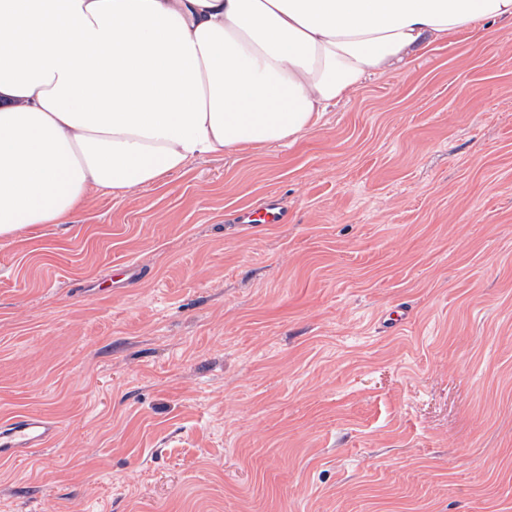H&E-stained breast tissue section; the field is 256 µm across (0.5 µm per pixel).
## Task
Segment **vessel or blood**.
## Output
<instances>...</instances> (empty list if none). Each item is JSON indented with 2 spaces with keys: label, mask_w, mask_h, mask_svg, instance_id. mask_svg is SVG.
<instances>
[{
  "label": "vessel or blood",
  "mask_w": 512,
  "mask_h": 512,
  "mask_svg": "<svg viewBox=\"0 0 512 512\" xmlns=\"http://www.w3.org/2000/svg\"><path fill=\"white\" fill-rule=\"evenodd\" d=\"M237 224H284L288 211L276 196L266 197L257 208L233 217ZM56 433L53 422L42 415L22 413L0 419V462L20 459L34 449L49 445Z\"/></svg>",
  "instance_id": "obj_1"
}]
</instances>
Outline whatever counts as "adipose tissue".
<instances>
[{
    "mask_svg": "<svg viewBox=\"0 0 512 512\" xmlns=\"http://www.w3.org/2000/svg\"><path fill=\"white\" fill-rule=\"evenodd\" d=\"M512 0H0V237L205 154L288 145Z\"/></svg>",
    "mask_w": 512,
    "mask_h": 512,
    "instance_id": "obj_1",
    "label": "adipose tissue"
}]
</instances>
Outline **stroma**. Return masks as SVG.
<instances>
[{"label":"stroma","instance_id":"1","mask_svg":"<svg viewBox=\"0 0 512 512\" xmlns=\"http://www.w3.org/2000/svg\"><path fill=\"white\" fill-rule=\"evenodd\" d=\"M271 192L287 223L231 224ZM21 412L57 437L0 512H512V25L0 238Z\"/></svg>","mask_w":512,"mask_h":512}]
</instances>
